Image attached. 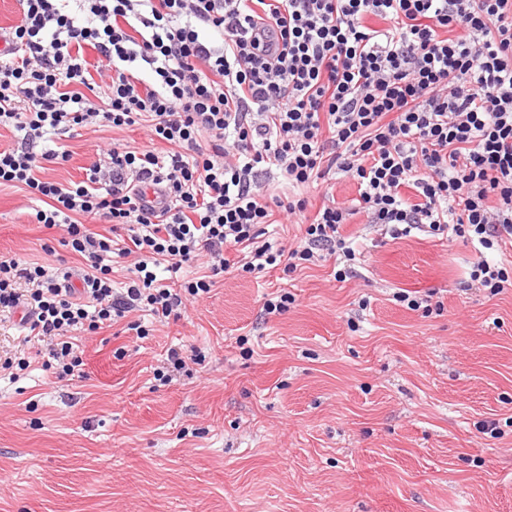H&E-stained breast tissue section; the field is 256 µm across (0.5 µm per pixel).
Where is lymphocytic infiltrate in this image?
<instances>
[{"label": "lymphocytic infiltrate", "mask_w": 512, "mask_h": 512, "mask_svg": "<svg viewBox=\"0 0 512 512\" xmlns=\"http://www.w3.org/2000/svg\"><path fill=\"white\" fill-rule=\"evenodd\" d=\"M18 2L0 55V129L16 136L0 186L24 185L36 222L64 226L82 266L0 259V312L46 344L59 378L80 371L77 333L123 320L145 335L129 313L179 316L231 268L331 257L346 280L358 250L341 228L357 214L394 239L472 244L470 280L494 296L512 287V0ZM88 48L97 100L82 91ZM91 125H140L168 149L114 142L85 180L46 178L69 158L57 139ZM272 170L287 194L260 182ZM339 174L358 198L307 215V191ZM277 213L299 218V246L269 240ZM113 254L134 260L119 286ZM201 262L207 274L165 283Z\"/></svg>", "instance_id": "f902f5d3"}]
</instances>
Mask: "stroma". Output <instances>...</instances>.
<instances>
[{
    "label": "stroma",
    "mask_w": 512,
    "mask_h": 512,
    "mask_svg": "<svg viewBox=\"0 0 512 512\" xmlns=\"http://www.w3.org/2000/svg\"><path fill=\"white\" fill-rule=\"evenodd\" d=\"M114 139L149 143L139 126L81 129L49 178L83 180ZM342 233L355 277L331 259L229 270L178 320L141 315L146 337L80 333L79 378L0 320V364L30 361L0 367V512H512V287L467 288L476 253L459 240H394L360 215ZM64 235L0 188V257L77 268ZM281 290L294 303L264 315Z\"/></svg>",
    "instance_id": "obj_1"
}]
</instances>
